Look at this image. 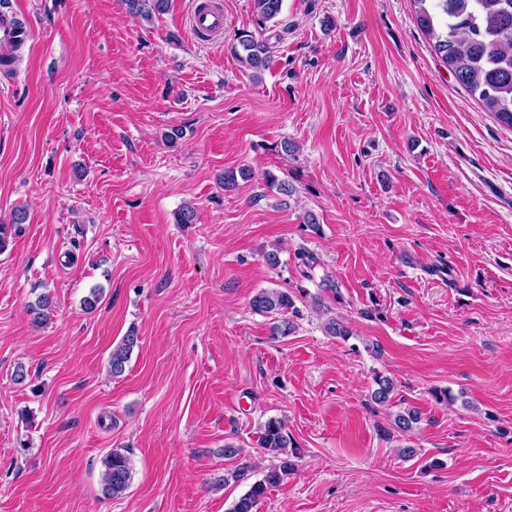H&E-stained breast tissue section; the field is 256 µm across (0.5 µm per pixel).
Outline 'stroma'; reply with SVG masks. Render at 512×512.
Segmentation results:
<instances>
[{
  "mask_svg": "<svg viewBox=\"0 0 512 512\" xmlns=\"http://www.w3.org/2000/svg\"><path fill=\"white\" fill-rule=\"evenodd\" d=\"M4 2L36 37L0 67V220L27 213L0 254V512H227L263 477L271 418L300 455L257 512H512V130L410 0H284L263 28L252 0H223L212 43L193 0L149 23L123 0ZM244 29L269 38L266 70L235 56ZM328 276L349 341L309 311L276 336L250 308ZM408 406L421 420L395 432ZM115 448L134 475L110 499ZM191 31L197 36H218L224 32V8L211 2L201 9L196 7L190 17ZM139 337L134 330H130L124 336L119 344L112 349L109 359V368L113 377L123 375L126 369V364L134 349L138 346ZM101 489L103 495L118 498L131 485L133 467L131 458L122 449H112L102 461Z\"/></svg>",
  "mask_w": 512,
  "mask_h": 512,
  "instance_id": "35a3bbf8",
  "label": "stroma"
}]
</instances>
